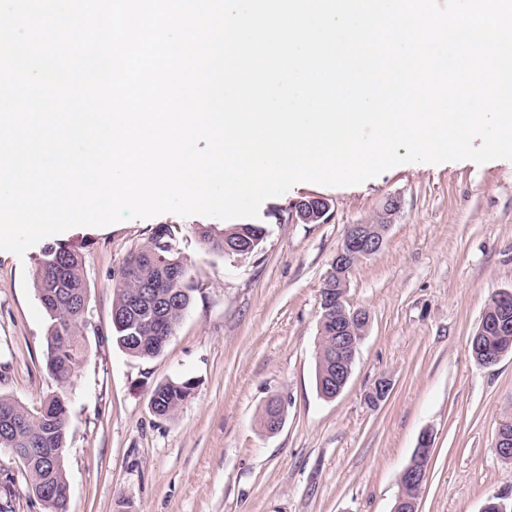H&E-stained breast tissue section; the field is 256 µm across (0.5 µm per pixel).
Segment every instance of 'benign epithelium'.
<instances>
[{
	"instance_id": "obj_1",
	"label": "benign epithelium",
	"mask_w": 512,
	"mask_h": 512,
	"mask_svg": "<svg viewBox=\"0 0 512 512\" xmlns=\"http://www.w3.org/2000/svg\"><path fill=\"white\" fill-rule=\"evenodd\" d=\"M331 204L322 196L311 195L296 200L290 207L292 221L296 224H325L330 217ZM400 211V201L389 197L384 202L377 219L372 223L352 225L336 248L329 281L336 290L347 294L349 274L361 260L378 253L386 240V235ZM266 232L261 231L255 237L244 242L224 241L227 253L248 255L264 240ZM501 307L494 313L492 325L500 335L506 336L512 324L508 318V304L512 301V290H504L497 295ZM371 323L368 311L353 306L336 307V393H341L352 374L355 351L358 343L352 336H366ZM390 380L381 377L366 394L369 405L376 407L388 397Z\"/></svg>"
}]
</instances>
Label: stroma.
<instances>
[{"label":"stroma","mask_w":512,"mask_h":512,"mask_svg":"<svg viewBox=\"0 0 512 512\" xmlns=\"http://www.w3.org/2000/svg\"><path fill=\"white\" fill-rule=\"evenodd\" d=\"M310 195L331 202L329 223H284ZM391 196L401 208L383 248L349 275L347 299L371 324L347 386L327 400L315 380L322 284L348 228ZM202 221L132 218L69 229L21 256L0 251V395L31 410L57 388L33 273L46 246L82 256L87 354L72 382L69 512H116L121 499L132 512H392L425 434L419 512L512 502V463L493 450L512 420V353L482 366L469 348L490 299L512 290V160L406 163L354 186L298 183L262 204L267 237L248 256L201 248L192 228ZM161 225L198 292L164 353L140 360L112 341L113 276ZM381 377L390 394L369 406ZM187 378L194 396L172 418L155 416L154 388ZM274 397L285 422L269 435L259 417Z\"/></svg>","instance_id":"stroma-1"}]
</instances>
